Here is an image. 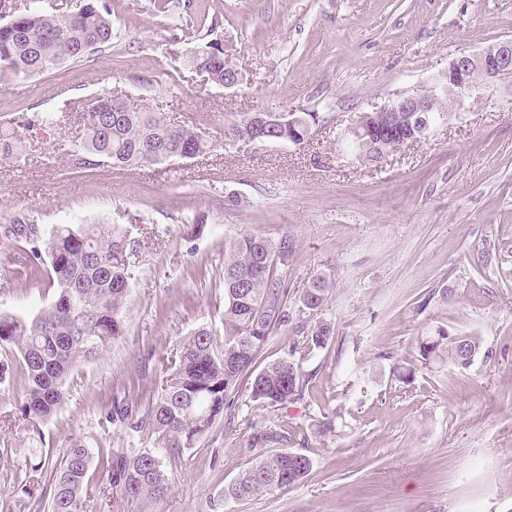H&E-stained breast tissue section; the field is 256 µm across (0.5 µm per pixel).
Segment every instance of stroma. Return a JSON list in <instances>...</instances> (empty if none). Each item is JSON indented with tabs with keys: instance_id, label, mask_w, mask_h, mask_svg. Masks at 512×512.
<instances>
[{
	"instance_id": "stroma-1",
	"label": "stroma",
	"mask_w": 512,
	"mask_h": 512,
	"mask_svg": "<svg viewBox=\"0 0 512 512\" xmlns=\"http://www.w3.org/2000/svg\"><path fill=\"white\" fill-rule=\"evenodd\" d=\"M110 49L26 79L0 73V124L18 127V157L0 161V313L48 307V266L18 264L5 229L19 220L48 237L61 225L121 224L130 239L123 336L68 379L63 405L30 424L16 347L0 383V512H48L49 493L24 496L17 465L59 461L80 442L94 457L118 448L164 455L168 496L112 512H512V77L471 99L459 117L378 163L358 159L344 131L358 113L446 73L456 54L512 39V0H106ZM201 18L205 39L233 46L243 80L226 90L185 70ZM107 92L159 112L208 140L205 155L120 169L78 165L73 113ZM258 111L312 112L306 142L255 146L225 130ZM55 123L28 126L34 114ZM289 236L288 305L319 270L335 286L323 316L330 347L314 351L304 395L270 409L243 376L231 412L183 450L105 423L113 402L141 418L165 365L201 327L223 332L224 246L242 233ZM451 302L429 300L440 286ZM441 326L491 352L468 370L415 365L416 341ZM336 430L315 433L321 415ZM284 426L313 461L288 491L241 503L224 488L254 456L251 426Z\"/></svg>"
}]
</instances>
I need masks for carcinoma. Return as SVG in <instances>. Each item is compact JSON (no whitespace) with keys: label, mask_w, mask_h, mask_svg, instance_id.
I'll list each match as a JSON object with an SVG mask.
<instances>
[{"label":"carcinoma","mask_w":512,"mask_h":512,"mask_svg":"<svg viewBox=\"0 0 512 512\" xmlns=\"http://www.w3.org/2000/svg\"><path fill=\"white\" fill-rule=\"evenodd\" d=\"M68 22H63V18ZM54 15L40 0H29L24 11L0 24V71L18 79L47 74L66 62H81L88 53L112 47L117 32L110 12L98 0H86L76 12ZM213 41L201 43L186 66L206 76L209 83H224V67L231 55ZM84 137L74 145L77 155L95 165L117 168L163 164L177 159L179 150L193 159L211 150L194 129L171 126L157 113L133 109L112 111V95L102 93L76 109ZM385 135L377 146L360 156L385 158L401 138ZM30 260L24 270L49 263L55 298L31 320L0 314V343L17 346L25 377L22 418L35 423L51 416L64 401L70 374L95 359L112 340L122 335L127 321L129 247L126 230L118 225H61L40 239L32 224L15 222L8 230ZM293 242L282 236L272 242L244 234L224 249V337L215 346L211 331L201 328L189 336L169 360L164 388L135 430H149L169 438L174 448H189L209 433L230 408L240 377L254 367L274 328L291 324L300 339L289 347L288 358L267 363L251 382V400L274 408L299 399L305 391L303 364L315 350L326 348L335 329L318 317L335 287L334 275H312L298 298V314L288 309V258ZM481 351L475 336L459 340L443 327L425 332L417 341L418 361L464 369V348ZM252 429L250 446L257 450L249 466L224 488V500L240 501L262 493H282L311 470L310 457L285 447L288 433L272 423ZM91 451L74 442L46 474L50 484L49 512H87V502L102 494L111 501L159 502L170 489L162 459L151 451L128 448L99 459L105 480L91 483Z\"/></svg>","instance_id":"1"}]
</instances>
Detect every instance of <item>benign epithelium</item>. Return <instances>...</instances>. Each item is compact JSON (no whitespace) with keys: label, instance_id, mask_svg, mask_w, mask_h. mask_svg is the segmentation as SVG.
Wrapping results in <instances>:
<instances>
[{"label":"benign epithelium","instance_id":"benign-epithelium-1","mask_svg":"<svg viewBox=\"0 0 512 512\" xmlns=\"http://www.w3.org/2000/svg\"><path fill=\"white\" fill-rule=\"evenodd\" d=\"M512 73V39L491 44L475 53H461L448 62L446 76L435 78L424 89L412 94L400 95L376 108L387 113L386 129L399 124V113L409 112L422 122L420 133L427 139L435 130L456 117L453 112L441 108V101L461 91L474 95H489L498 88V81ZM371 113H359L344 131L345 139L357 146L371 144L370 136L375 133L370 123ZM263 128L278 127L288 131L276 140L278 144L294 145L308 136L310 122L306 118L285 114L264 113L258 116Z\"/></svg>","mask_w":512,"mask_h":512}]
</instances>
